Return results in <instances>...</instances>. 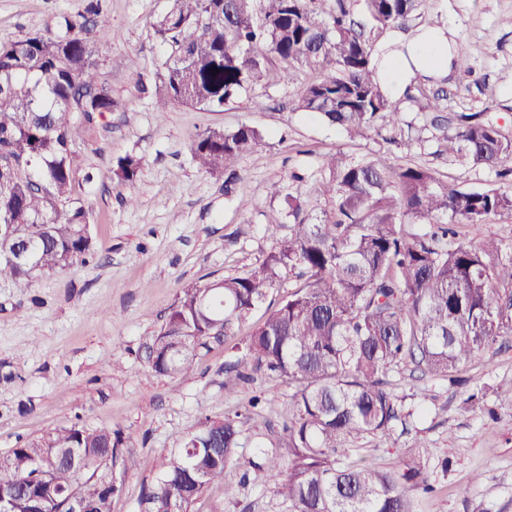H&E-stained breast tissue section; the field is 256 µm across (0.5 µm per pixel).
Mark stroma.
<instances>
[{"mask_svg": "<svg viewBox=\"0 0 512 512\" xmlns=\"http://www.w3.org/2000/svg\"><path fill=\"white\" fill-rule=\"evenodd\" d=\"M89 0H0V42L43 31L59 15L85 13ZM102 15L119 43L103 44L101 73L116 108L85 125L75 146L76 162L93 181L77 190L89 210L99 257L87 265L37 278L26 292L0 280V457L51 429L80 421L120 428L130 440L118 448L112 476L119 487L112 512H141L144 490L158 477L164 457L180 447L197 423L248 413L242 446L192 512H289L271 486L245 479L256 444L283 440L281 416L288 386L260 376L224 390V369L234 345L258 326L296 284L283 272L280 288L245 319L230 338H210L199 347L193 370L171 379L148 373L141 346L164 326L183 288L227 276H242L288 238L287 228L269 229L266 214L285 194L297 195L312 215L329 206L319 193L326 154L361 160L387 156L394 165L421 164L445 180L470 189L499 184L495 171L440 152L441 131L418 106L401 114L402 143L373 134L352 142L338 128L298 107L315 73L296 70L288 82L258 86L223 111L182 104L165 115L155 110L158 74L169 55L154 35L153 19L167 0H101ZM448 26L469 71L420 76L412 87L441 89L444 112H478L512 135V0H422L406 25L413 32ZM249 123L262 144L239 163V181L225 194L224 177L198 169L191 143L210 127L227 130ZM133 152L143 167L133 187L116 185L111 168ZM302 175V182L290 179ZM135 196L136 205L125 202ZM470 388L481 390L496 419L461 406L456 388L414 364L388 375L397 395H407L419 413L416 429L430 456L436 487L419 497L415 512H512V406L502 392L512 387V336L464 365ZM406 436H367L351 445L350 460L364 459L393 470L404 456ZM236 489L224 495L225 485Z\"/></svg>", "mask_w": 512, "mask_h": 512, "instance_id": "obj_1", "label": "stroma"}]
</instances>
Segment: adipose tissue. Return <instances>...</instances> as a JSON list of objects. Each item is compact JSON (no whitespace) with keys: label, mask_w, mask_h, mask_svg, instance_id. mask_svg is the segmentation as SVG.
<instances>
[{"label":"adipose tissue","mask_w":512,"mask_h":512,"mask_svg":"<svg viewBox=\"0 0 512 512\" xmlns=\"http://www.w3.org/2000/svg\"><path fill=\"white\" fill-rule=\"evenodd\" d=\"M380 53L379 80L394 96L403 93L416 76L447 74L453 58L444 27H430L413 36L398 30L389 32Z\"/></svg>","instance_id":"adipose-tissue-1"}]
</instances>
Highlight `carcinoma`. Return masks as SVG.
<instances>
[{
	"instance_id": "obj_1",
	"label": "carcinoma",
	"mask_w": 512,
	"mask_h": 512,
	"mask_svg": "<svg viewBox=\"0 0 512 512\" xmlns=\"http://www.w3.org/2000/svg\"><path fill=\"white\" fill-rule=\"evenodd\" d=\"M153 29L170 49L160 73L159 114L181 103L220 112L258 84L286 82L292 68L319 74L298 106L351 140L382 122L398 124L400 102L383 90L375 41L402 27L420 0H359L361 19L348 0H168ZM83 14L60 15L44 32L0 43V277L28 289L44 274L88 264L97 255L88 212L76 197L80 180L74 146L80 112L90 123L112 111V91L100 81L101 43L78 35ZM281 66L270 65L268 56ZM219 69L213 73V69ZM448 124L444 151L474 165L512 176V136L477 113L441 115L440 97H410ZM263 140L255 126L209 128L191 145L199 169L227 174L226 192L238 179L240 159ZM142 158L127 154L113 179L131 185ZM322 193L332 209L311 223L295 197L266 213L269 228L288 225V240L244 276L212 288H185L166 324L145 342L151 371L188 374L198 347L224 335L270 290L285 268H303L301 282L284 296L245 340V352L225 370L224 389L258 374L291 388L282 420L283 444L260 448L250 461L258 476L288 501L290 512H414L411 492H435L427 475V448L413 436L397 470L358 460L344 463L349 442L409 433L416 411L386 380L411 362L462 385L461 363L512 336V247L495 237L474 245L454 241V225L479 227L512 221V183L469 190L441 181L424 166L393 167L387 159L324 156ZM32 263L9 260L19 241ZM245 415L206 419L183 446L164 458L144 512H191L207 487L224 480L238 455ZM121 429L73 422L12 449L0 461V498L13 512H30L28 492L47 499L50 512H72L69 492L86 477L87 512H112L107 464L121 443ZM287 458V464L281 459Z\"/></svg>"
}]
</instances>
